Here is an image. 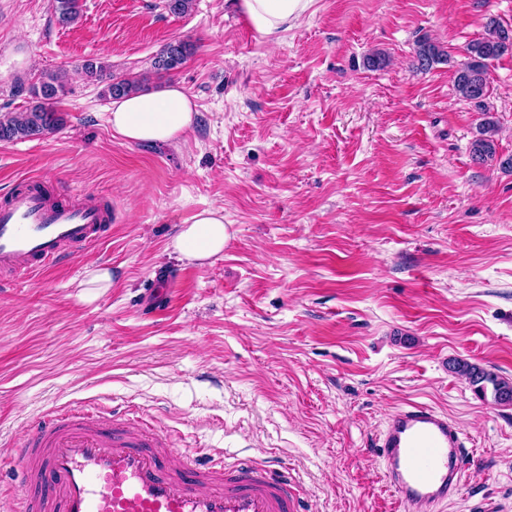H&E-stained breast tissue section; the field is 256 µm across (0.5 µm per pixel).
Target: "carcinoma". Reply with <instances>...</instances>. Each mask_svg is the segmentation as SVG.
<instances>
[{
    "label": "carcinoma",
    "instance_id": "1",
    "mask_svg": "<svg viewBox=\"0 0 512 512\" xmlns=\"http://www.w3.org/2000/svg\"><path fill=\"white\" fill-rule=\"evenodd\" d=\"M78 2L79 0H52V10L58 23L68 25L75 21L79 15ZM508 39L512 40V28L491 18L486 25L485 34L468 44V61L459 67L455 77L456 90L462 98L483 104L488 95V62L512 51V46L505 45ZM190 50L191 45L184 40L169 42L155 58L154 68L165 72L175 70L186 62ZM416 57L421 68L430 69L437 63L447 61L448 54L435 43L423 40L417 44ZM83 69L87 79L104 83L102 94L109 98L137 93L142 88L136 78H115L112 75V66L101 62L88 60ZM63 93L64 85L58 75L43 74L38 83L31 87L33 104L26 112L16 116H0V140L42 136L56 130L61 124V117L52 108L51 102ZM493 131V121L487 120L482 124L481 137L473 140L470 147L474 159L483 161L495 155ZM452 370L464 378L475 392L484 394L486 386L490 384L496 403L512 404V382L464 360L454 362Z\"/></svg>",
    "mask_w": 512,
    "mask_h": 512
}]
</instances>
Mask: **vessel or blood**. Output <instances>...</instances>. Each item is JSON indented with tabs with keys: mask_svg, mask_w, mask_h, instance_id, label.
<instances>
[{
	"mask_svg": "<svg viewBox=\"0 0 512 512\" xmlns=\"http://www.w3.org/2000/svg\"><path fill=\"white\" fill-rule=\"evenodd\" d=\"M98 203H62L36 187L0 202V281L50 268L103 240ZM21 494L4 512H304L286 469L254 460L225 466L186 456L138 417L116 410L51 411L22 435ZM373 446L398 512H440L460 488L467 439L448 414L410 403Z\"/></svg>",
	"mask_w": 512,
	"mask_h": 512,
	"instance_id": "1",
	"label": "vessel or blood"
}]
</instances>
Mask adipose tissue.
Returning <instances> with one entry per match:
<instances>
[{
	"label": "adipose tissue",
	"instance_id": "1",
	"mask_svg": "<svg viewBox=\"0 0 512 512\" xmlns=\"http://www.w3.org/2000/svg\"><path fill=\"white\" fill-rule=\"evenodd\" d=\"M313 0H238L240 10L262 37L275 41L312 7ZM197 117L191 96L180 86L115 99L108 108L112 131L131 143L172 142L190 130ZM230 239L224 209L214 206L182 225L173 240L181 257L204 261L223 252Z\"/></svg>",
	"mask_w": 512,
	"mask_h": 512
}]
</instances>
